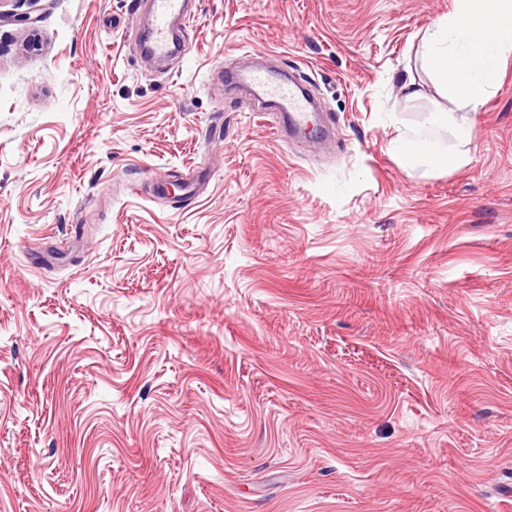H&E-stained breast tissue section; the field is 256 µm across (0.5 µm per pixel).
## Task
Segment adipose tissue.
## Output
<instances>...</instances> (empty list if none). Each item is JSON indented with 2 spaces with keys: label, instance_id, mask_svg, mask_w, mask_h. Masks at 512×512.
Listing matches in <instances>:
<instances>
[{
  "label": "adipose tissue",
  "instance_id": "1",
  "mask_svg": "<svg viewBox=\"0 0 512 512\" xmlns=\"http://www.w3.org/2000/svg\"><path fill=\"white\" fill-rule=\"evenodd\" d=\"M512 55V0H453V8L419 37L418 74L401 91L406 100L432 89L438 117L457 143L448 150L421 128L404 130L394 145L403 164L414 168L457 170L470 161L472 114L495 92L497 61Z\"/></svg>",
  "mask_w": 512,
  "mask_h": 512
}]
</instances>
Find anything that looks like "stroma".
<instances>
[{"mask_svg": "<svg viewBox=\"0 0 512 512\" xmlns=\"http://www.w3.org/2000/svg\"><path fill=\"white\" fill-rule=\"evenodd\" d=\"M186 3L157 67L146 0H0V512H506L512 56L469 165L411 170L452 0ZM251 62L328 142L208 81Z\"/></svg>", "mask_w": 512, "mask_h": 512, "instance_id": "obj_1", "label": "stroma"}]
</instances>
